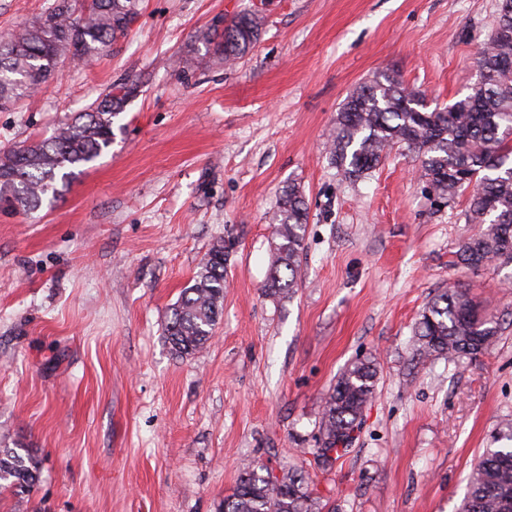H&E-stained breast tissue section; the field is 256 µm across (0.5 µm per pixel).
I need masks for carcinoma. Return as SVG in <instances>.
I'll return each instance as SVG.
<instances>
[{
    "label": "carcinoma",
    "mask_w": 512,
    "mask_h": 512,
    "mask_svg": "<svg viewBox=\"0 0 512 512\" xmlns=\"http://www.w3.org/2000/svg\"><path fill=\"white\" fill-rule=\"evenodd\" d=\"M138 15V0H90L75 14L72 0L30 20L0 43V108L7 109L56 74V59L69 52L90 57L128 29ZM512 0H501L495 30L477 58L487 72L464 98L428 110L426 99L395 74H386L350 94L336 114L329 160L350 180L375 170L389 150L401 147L420 163L429 193L448 202L470 192L465 213L480 232L465 241L458 262L472 271L512 263ZM259 21L242 14L224 27V61L243 57L258 39ZM123 98L107 94L86 112H77L47 139L0 151V203L31 212L45 199L61 195L74 169L94 162L112 146L114 118ZM308 208L292 185L283 191L270 275L269 296H289L300 278ZM228 246L212 244L194 277L170 310L165 336L171 351L193 355L210 340L223 311ZM499 323L461 288L436 295L418 320L414 357L424 362L444 356L473 359L496 342ZM374 360L358 359L341 372L325 399L315 458L361 426L376 390ZM40 473L29 454L0 450V487L29 492ZM222 512H322L304 474L260 475L243 464ZM461 512H512V448H488L470 477Z\"/></svg>",
    "instance_id": "carcinoma-1"
}]
</instances>
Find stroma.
<instances>
[{"mask_svg":"<svg viewBox=\"0 0 512 512\" xmlns=\"http://www.w3.org/2000/svg\"><path fill=\"white\" fill-rule=\"evenodd\" d=\"M500 0H139L128 31L0 111V150L128 88L111 150L62 197L0 209V449L40 470L0 512H221L242 462L309 476L328 512H458L478 456L512 423V264L470 271L480 232L395 148L352 181L336 114L393 73L430 106L464 98ZM256 14L235 64L211 31ZM309 211L301 279L265 295L280 196ZM224 307L195 355L164 336L216 239ZM457 286L497 317L473 360L412 364L424 306ZM374 357L376 393L331 469L312 456L325 397Z\"/></svg>","mask_w":512,"mask_h":512,"instance_id":"1","label":"stroma"}]
</instances>
